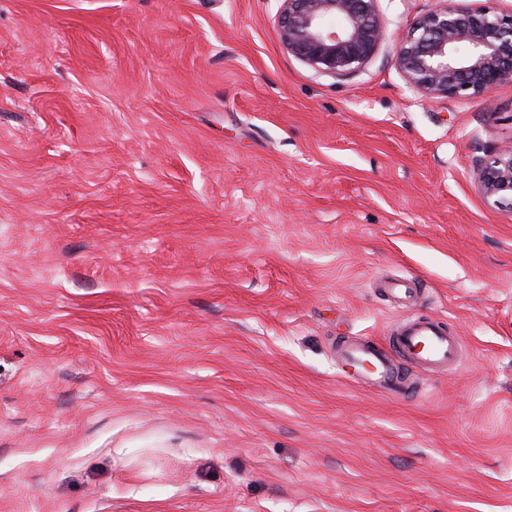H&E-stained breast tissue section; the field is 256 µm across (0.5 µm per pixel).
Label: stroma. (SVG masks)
<instances>
[{
	"instance_id": "obj_1",
	"label": "stroma",
	"mask_w": 512,
	"mask_h": 512,
	"mask_svg": "<svg viewBox=\"0 0 512 512\" xmlns=\"http://www.w3.org/2000/svg\"><path fill=\"white\" fill-rule=\"evenodd\" d=\"M438 5L334 78L281 0H0V512H512V85H409ZM412 317L454 370L339 359ZM475 182L488 201L512 208V150L484 161L476 170ZM346 352L352 360L367 358L373 363L375 371L371 374L370 380L374 387L390 395L400 394L402 382L387 354L366 344L351 345L347 347Z\"/></svg>"
}]
</instances>
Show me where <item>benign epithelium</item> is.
Segmentation results:
<instances>
[{"label": "benign epithelium", "instance_id": "obj_1", "mask_svg": "<svg viewBox=\"0 0 512 512\" xmlns=\"http://www.w3.org/2000/svg\"><path fill=\"white\" fill-rule=\"evenodd\" d=\"M279 28L287 50L315 71L346 77L366 65L386 39L378 0H281ZM419 19L396 44L408 83L434 98L489 96L512 84V12L462 10L456 0ZM479 192L512 207V150L476 170Z\"/></svg>", "mask_w": 512, "mask_h": 512}]
</instances>
